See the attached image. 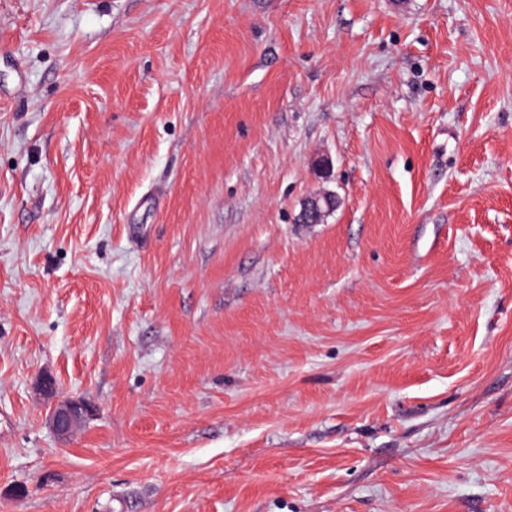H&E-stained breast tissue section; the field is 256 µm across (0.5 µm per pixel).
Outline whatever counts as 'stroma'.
Here are the masks:
<instances>
[{"mask_svg": "<svg viewBox=\"0 0 512 512\" xmlns=\"http://www.w3.org/2000/svg\"><path fill=\"white\" fill-rule=\"evenodd\" d=\"M0 512H512V0H0ZM336 195L325 192L307 200L310 208L306 214H302V208L298 220L302 224H319L324 218L336 209ZM53 381L50 374H44L40 378L38 387L44 396L53 399L48 415L50 428L59 439L68 440L92 416L93 408L79 397L57 399L51 388Z\"/></svg>", "mask_w": 512, "mask_h": 512, "instance_id": "stroma-1", "label": "stroma"}]
</instances>
